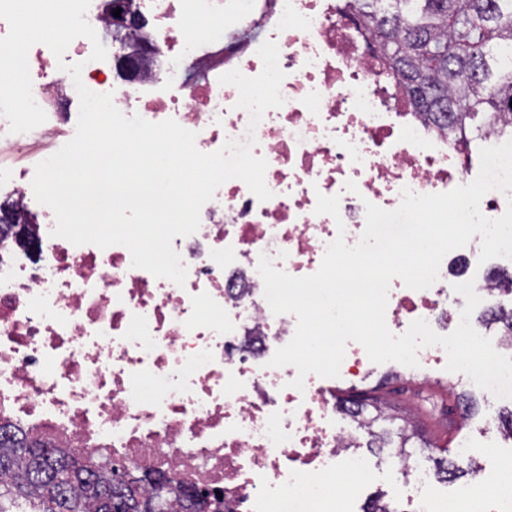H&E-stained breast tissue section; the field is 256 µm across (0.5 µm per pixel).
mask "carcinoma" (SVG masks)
Returning <instances> with one entry per match:
<instances>
[{
  "label": "carcinoma",
  "mask_w": 512,
  "mask_h": 512,
  "mask_svg": "<svg viewBox=\"0 0 512 512\" xmlns=\"http://www.w3.org/2000/svg\"><path fill=\"white\" fill-rule=\"evenodd\" d=\"M388 70L414 109L433 118L457 113L448 133L464 148L483 129L512 130V0H354ZM368 411L361 423L370 444L410 455V421L392 432L378 427L399 416L367 393L351 395ZM0 512H105L86 481L67 469V453L51 460L28 453L43 442L15 426L0 425Z\"/></svg>",
  "instance_id": "carcinoma-1"
}]
</instances>
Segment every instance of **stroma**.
I'll return each instance as SVG.
<instances>
[{
	"label": "stroma",
	"instance_id": "35a3bbf8",
	"mask_svg": "<svg viewBox=\"0 0 512 512\" xmlns=\"http://www.w3.org/2000/svg\"><path fill=\"white\" fill-rule=\"evenodd\" d=\"M360 389L375 392L401 416L413 419L422 437L430 443L433 456H447L456 469L454 476L441 479L440 489L467 487L474 467L488 463L483 447L487 428L501 424L512 406L497 403L481 390L468 386L467 377L437 365L412 382L394 368L376 365ZM471 439L474 451L464 457L458 444Z\"/></svg>",
	"mask_w": 512,
	"mask_h": 512
}]
</instances>
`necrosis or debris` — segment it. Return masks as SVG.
<instances>
[{
    "label": "necrosis or debris",
    "instance_id": "obj_1",
    "mask_svg": "<svg viewBox=\"0 0 512 512\" xmlns=\"http://www.w3.org/2000/svg\"><path fill=\"white\" fill-rule=\"evenodd\" d=\"M150 27L158 53L132 79L114 82L111 60H91L75 38L63 57L44 45L28 65L46 120L13 133L0 116V422L24 427L57 448H80L220 489L224 512H354L363 489L386 473L359 449L363 418L337 402L325 378L293 388L292 366L274 367L297 320L273 314L257 271L260 255L302 277L329 243L355 245L365 205L396 209L403 189L450 191L471 169L447 129L425 125L387 76L369 33L337 0H115ZM113 8L90 0L99 40ZM279 49L281 107L258 125L239 108L232 70L257 76L265 41ZM83 63L91 91L113 96L128 117L177 121L205 153L254 135L267 161L261 201L238 179L201 209L198 231L175 237L184 285L133 267L122 245H75L54 236L52 210L37 202V164L76 131L79 99L61 64ZM355 182L357 192L346 188ZM339 196L340 216L316 213L318 195ZM449 262L438 280L413 290L390 284L385 320L403 334L417 319L439 335L460 322ZM399 512H512V484L476 472L474 486L439 491L430 470L404 462ZM349 475V486L336 477Z\"/></svg>",
    "mask_w": 512,
    "mask_h": 512
}]
</instances>
